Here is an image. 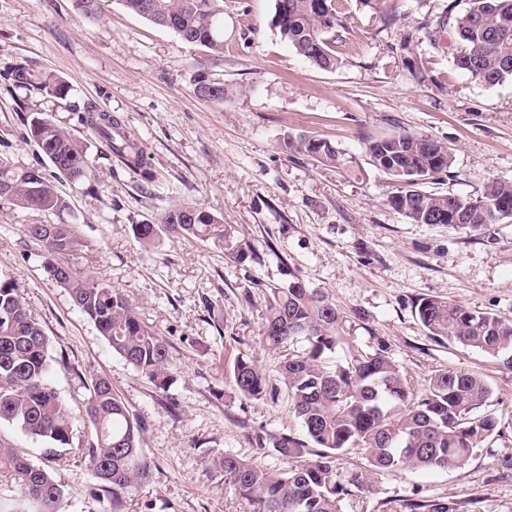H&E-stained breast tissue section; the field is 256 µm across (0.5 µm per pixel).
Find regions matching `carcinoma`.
Segmentation results:
<instances>
[{
  "label": "carcinoma",
  "mask_w": 512,
  "mask_h": 512,
  "mask_svg": "<svg viewBox=\"0 0 512 512\" xmlns=\"http://www.w3.org/2000/svg\"><path fill=\"white\" fill-rule=\"evenodd\" d=\"M276 0L273 25L281 38L305 60L321 69L337 67L334 40L325 37L343 27L340 0ZM123 6L157 26L174 31L189 44L224 52V0H122ZM460 48L453 65L485 85L512 80V0H466L462 12L449 15ZM39 88L65 96L66 82L38 74ZM195 93L224 100V84L202 78ZM85 120L112 153L145 179L143 150L120 132L116 117L86 107ZM27 136L50 162L55 174L71 181L95 176L89 147L58 127L48 116L31 119ZM288 151L330 167L344 165V154L330 141L315 136H289ZM371 165L398 183L388 204L414 224H496L512 218V182L491 181L475 198L429 193L420 184L449 171L448 147L410 133L368 142ZM0 200L37 211L66 207L54 182L38 167L16 170L0 160ZM143 248L155 246L163 233L205 239L227 235L224 221L195 202L166 212L158 224H134ZM27 235L42 249V267L64 288L73 305L97 328L112 352L147 377L160 393L167 392L172 361L167 340L144 324L129 299L94 272L74 269L63 257L82 246L72 224H29ZM415 315L432 337L448 340L498 358L512 368V319L476 313L443 298H421ZM340 314L327 296L308 288L295 275L269 289L260 325L264 345L283 350L305 342L298 354L284 358L281 379L288 389L291 411L304 438L290 434L258 440L285 462L269 470L255 460L227 455L218 465L250 506V512H342L352 501L366 510L374 488L357 472L339 467L341 457L361 452L368 470L392 471L404 466L448 471L464 465L488 440L503 433L491 412L478 413L492 395L481 375L454 369L435 371L420 393L376 339L370 350L343 363L328 365L325 355L342 341ZM49 339L31 318L14 280L0 273V424L19 428L44 444L46 460L54 462L73 450V410L48 384L52 368ZM236 393L244 398L267 394L268 381L255 361L239 357L232 367ZM83 411L93 428L92 440L78 449L99 487L112 494L113 509L124 495L137 491L151 477L141 446L143 428L104 377L86 384ZM17 480L11 498L15 512H65V491L47 465L33 463L16 448L0 444V473ZM388 512H459L455 500L423 497L399 499Z\"/></svg>",
  "instance_id": "cac0c4a2"
}]
</instances>
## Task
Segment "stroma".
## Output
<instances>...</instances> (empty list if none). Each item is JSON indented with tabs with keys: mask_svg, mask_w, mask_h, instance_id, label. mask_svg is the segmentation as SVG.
I'll use <instances>...</instances> for the list:
<instances>
[{
	"mask_svg": "<svg viewBox=\"0 0 512 512\" xmlns=\"http://www.w3.org/2000/svg\"><path fill=\"white\" fill-rule=\"evenodd\" d=\"M449 0H343L335 42L340 64L311 65L281 39L275 0H224V51L184 43L173 31L100 0L97 16L73 0H0V160L54 169L27 125L48 114L87 143L98 177L58 184L62 212L0 202V272L11 276L51 340L49 382L71 406L83 378L106 377L144 426L152 476L120 510L95 492L76 460L52 465L66 512H248L218 466L227 453L271 470L261 436L303 431L289 410L279 366L285 354L259 335L268 290L296 275L336 305L344 337L331 361L382 338L414 390L435 371L483 375L488 410L503 423L461 468H400L372 475L368 508L405 497H450L460 512H512V369L499 359L431 338L416 320L418 299L437 296L512 319V219L478 227L413 224L392 209V180L374 168L368 141L409 132L447 146L449 172L428 192L473 198L493 180L512 182V81L487 86L456 69L448 45ZM65 81L56 97L14 80L13 66ZM223 82L216 102L194 92L200 76ZM116 116L155 175L144 182L111 153L80 115L87 105ZM318 136L345 155L343 167L286 151L289 135ZM221 217L229 236L205 241L162 235L142 250L132 231L183 202ZM75 225L83 245L71 266L101 274L122 291L172 355L167 393L114 354L68 292L45 275L30 224ZM253 255L242 260L241 247ZM256 361L271 387L239 397L236 357Z\"/></svg>",
	"mask_w": 512,
	"mask_h": 512,
	"instance_id": "stroma-1",
	"label": "stroma"
}]
</instances>
